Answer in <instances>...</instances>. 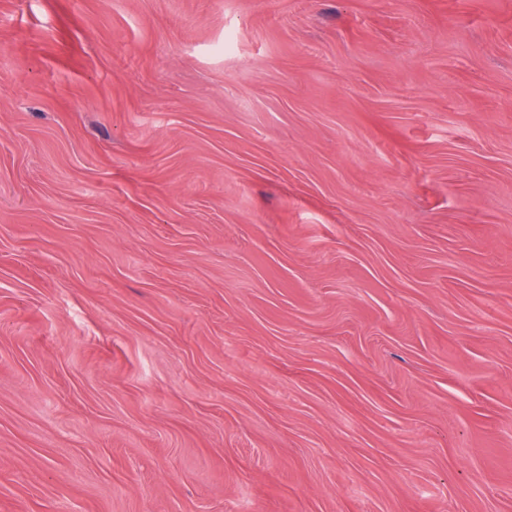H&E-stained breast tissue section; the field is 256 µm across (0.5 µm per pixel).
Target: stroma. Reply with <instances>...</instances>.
Returning a JSON list of instances; mask_svg holds the SVG:
<instances>
[{
    "mask_svg": "<svg viewBox=\"0 0 512 512\" xmlns=\"http://www.w3.org/2000/svg\"><path fill=\"white\" fill-rule=\"evenodd\" d=\"M0 512H512V0H0Z\"/></svg>",
    "mask_w": 512,
    "mask_h": 512,
    "instance_id": "1",
    "label": "stroma"
}]
</instances>
